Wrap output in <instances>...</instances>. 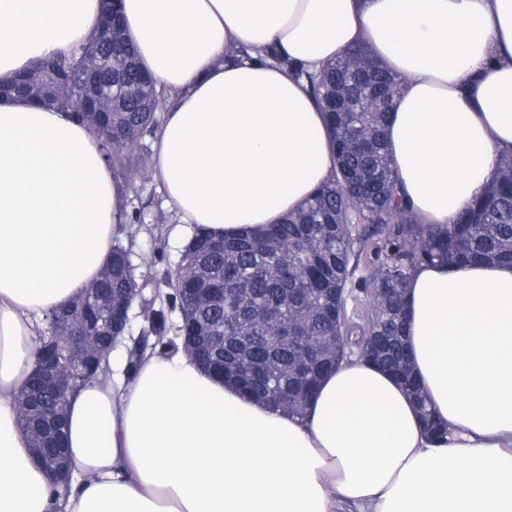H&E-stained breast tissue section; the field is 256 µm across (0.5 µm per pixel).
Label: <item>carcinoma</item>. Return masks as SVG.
I'll use <instances>...</instances> for the list:
<instances>
[{
  "label": "carcinoma",
  "instance_id": "carcinoma-1",
  "mask_svg": "<svg viewBox=\"0 0 512 512\" xmlns=\"http://www.w3.org/2000/svg\"><path fill=\"white\" fill-rule=\"evenodd\" d=\"M89 43L103 54L128 55L130 62L112 74V112H97L84 95V77L74 66L75 54L37 58L38 65L0 85V97L36 101L73 112L99 137L103 156L127 191L135 190L132 169L142 157L134 147L154 133L165 101L141 65L127 37L117 4L104 9ZM366 48L328 63L309 77L315 98L332 124L337 173L296 213L258 233L215 236L203 228L194 233L174 271L170 292L160 305L149 304V332L154 346H196L202 337L224 331V345L215 348L223 376L275 409L269 366L277 375V391L300 395L288 410L303 412L318 380L336 366L347 350L363 351L374 343L381 351L364 360L390 372L417 399L426 430L442 432L416 384L404 345L406 288L413 269L423 263L492 262L512 264V154L500 159L484 194L446 228L421 224L402 203L397 174L387 152L386 123L402 89V78L380 64L362 73L354 58ZM371 133L364 151L348 148L349 139ZM130 249L115 244L107 268L92 282L96 291L122 298L134 288L140 296L150 281L127 271ZM370 277L355 279L360 261ZM213 295L211 304L187 308L194 295ZM370 296L364 304L359 294ZM252 304L244 306L241 296ZM179 321L169 324V316ZM305 323L315 340L336 337V352L318 354L305 374L294 378L289 367L299 348L275 346L282 315ZM175 332V338L168 337ZM40 414L66 410V401L41 394Z\"/></svg>",
  "mask_w": 512,
  "mask_h": 512
}]
</instances>
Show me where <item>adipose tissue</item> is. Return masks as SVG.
I'll return each mask as SVG.
<instances>
[{
	"mask_svg": "<svg viewBox=\"0 0 512 512\" xmlns=\"http://www.w3.org/2000/svg\"><path fill=\"white\" fill-rule=\"evenodd\" d=\"M101 0H0V83L91 36ZM167 97L152 174L180 224L260 230L335 173L306 74L359 45L403 86L387 144L403 202L448 226L512 153V0H121ZM127 198L72 112L0 98V512H512V265L422 264L405 342L431 408L351 356L303 415L184 349L69 397L57 498L18 424L45 318L111 254Z\"/></svg>",
	"mask_w": 512,
	"mask_h": 512,
	"instance_id": "1",
	"label": "adipose tissue"
}]
</instances>
